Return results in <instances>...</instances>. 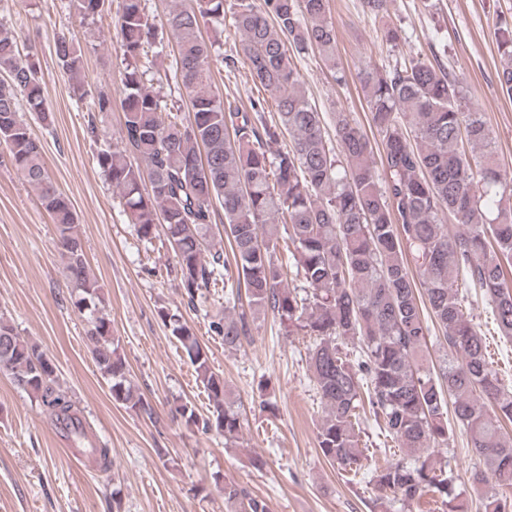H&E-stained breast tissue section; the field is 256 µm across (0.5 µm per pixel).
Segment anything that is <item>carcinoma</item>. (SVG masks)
Segmentation results:
<instances>
[{
  "label": "carcinoma",
  "instance_id": "carcinoma-1",
  "mask_svg": "<svg viewBox=\"0 0 512 512\" xmlns=\"http://www.w3.org/2000/svg\"><path fill=\"white\" fill-rule=\"evenodd\" d=\"M81 20L99 15L105 0H70ZM226 0H193L166 18L176 40L171 80L189 117L167 96L145 86L159 55L158 29L145 0H119L124 123L120 145L102 148L97 163L117 191L141 238L164 233L176 258L178 288L191 305L224 283V303L246 293L252 314L270 310L313 339L309 368L324 408L318 432L322 455L358 475L360 411L373 414L405 458L377 466L373 508L409 504L432 493L446 512H466L458 477L440 455L454 437L448 406L479 456L474 482L486 486L481 512H512V387L490 361L480 327L468 312V290L480 292L501 335L512 339V171L497 162L480 113L460 82L418 57L404 66L367 64L359 73L380 146L351 113L332 116L336 143L326 138L322 113L301 88L292 55L318 51L335 80L336 31L329 0H232L234 27L255 86L274 101L250 110L225 107L211 75L224 58L201 37V25L224 22ZM501 90L512 96V15L496 19ZM84 49L57 36L55 55L75 74ZM39 65L21 53L19 36L0 21V144L35 192L56 227L65 257L63 276L77 293L92 358L109 383L112 400L152 414L134 393L128 368L112 339L101 286L90 273L76 213L49 176L43 148L19 112V100L43 123L46 106ZM290 138L286 150L279 148ZM480 153L479 165L460 147ZM235 269L209 240L216 207ZM463 227L448 231L447 221ZM159 316L194 367L208 400L201 414L186 401L177 413L203 433L239 438L241 415L228 402L224 376L179 311ZM443 335L438 367L423 346L430 324ZM224 348L237 350L249 335L246 313L212 323ZM358 343L359 350L348 343ZM0 370L31 394L76 448H90L102 466L112 449L94 444L56 365L40 346L19 336L0 316ZM233 512H267L266 503L235 481L223 484Z\"/></svg>",
  "mask_w": 512,
  "mask_h": 512
}]
</instances>
